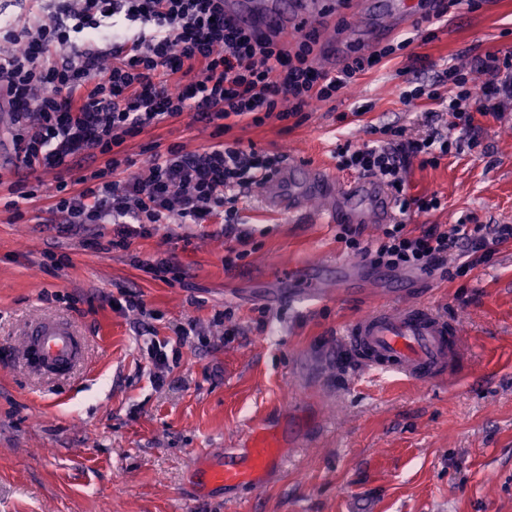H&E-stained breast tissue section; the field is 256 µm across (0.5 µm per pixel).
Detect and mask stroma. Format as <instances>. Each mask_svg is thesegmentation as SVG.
<instances>
[{
    "instance_id": "35a3bbf8",
    "label": "stroma",
    "mask_w": 512,
    "mask_h": 512,
    "mask_svg": "<svg viewBox=\"0 0 512 512\" xmlns=\"http://www.w3.org/2000/svg\"><path fill=\"white\" fill-rule=\"evenodd\" d=\"M349 4L309 19L315 61L327 69L329 43L370 52L371 29L394 0ZM406 46L359 76L341 95L295 127L270 120L235 127L230 138L328 169L334 182L357 180L334 153L356 129L389 124L414 137L445 131L447 112L431 101L406 106L402 91L432 83L449 65L512 52V0L455 7L444 26H408ZM478 144L412 163L405 187L440 208L405 217L413 234L451 225H512V111L476 116ZM212 127L189 119L128 138L144 165L153 144H208ZM48 200L23 205L22 218L0 206V512H512V240L492 244L489 262L456 276L463 257L449 252L433 275L406 289L452 317L467 344L452 379L406 381L361 365L341 333L374 305L366 295L327 302L253 297L289 269L350 259L340 224H316L260 204L259 188L238 203L237 226H158L112 249V227L58 233ZM66 256L45 266V252ZM175 256L183 278L164 281L144 262ZM133 292L148 314L114 310ZM60 317L85 338L82 362L44 375L23 359L27 324ZM196 329L180 341L175 329ZM167 341L163 384L150 375L149 336ZM300 400L314 425L279 477L255 491L202 492L191 474L202 455L232 447L260 421L283 424L280 409Z\"/></svg>"
}]
</instances>
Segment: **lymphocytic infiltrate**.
Listing matches in <instances>:
<instances>
[{"label": "lymphocytic infiltrate", "mask_w": 512, "mask_h": 512, "mask_svg": "<svg viewBox=\"0 0 512 512\" xmlns=\"http://www.w3.org/2000/svg\"><path fill=\"white\" fill-rule=\"evenodd\" d=\"M131 22L140 23L138 34H129ZM315 43L311 30L292 46L258 38L225 20L224 0H55L47 15L21 30L11 17L0 18V109L11 112L17 128L16 159L32 174L59 173L42 190L21 181L11 185L7 209L19 211L21 202L45 194L59 232L111 224L110 245L122 250L174 219L235 224L240 194L279 170L282 158L238 139L226 142L224 134L270 118L303 122L398 50L381 45L328 71L315 63ZM474 70L485 77L481 86L471 82ZM443 77L455 86L448 98L449 133L411 141L385 127L382 140H349L335 152L339 170L386 184L402 214L440 206L438 198L406 194L412 160L474 148L475 114L512 104L511 58L489 54L468 71L448 67ZM185 116L214 126L217 141L194 151L151 146L145 166L130 171V159L120 156L127 138ZM87 159L97 168L84 170ZM491 236L512 239V225H497L489 235L483 226L456 224L415 236L399 220L386 225L376 245L356 228L346 225L341 232L354 256L395 268L430 271L461 249V276L489 261Z\"/></svg>", "instance_id": "lymphocytic-infiltrate-1"}]
</instances>
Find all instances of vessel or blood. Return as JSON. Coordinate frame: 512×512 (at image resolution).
Wrapping results in <instances>:
<instances>
[{
    "mask_svg": "<svg viewBox=\"0 0 512 512\" xmlns=\"http://www.w3.org/2000/svg\"><path fill=\"white\" fill-rule=\"evenodd\" d=\"M420 8L418 0H399L397 9L377 37L388 38L403 27ZM315 0H224V15L232 23L254 30L257 35H284L289 22L312 17ZM328 175L319 169L288 166L265 182L264 205L273 212L298 215L304 212L305 195L316 192L323 199L320 217L324 223L359 225L364 220L390 223L395 217L392 195L387 186L370 178L346 182L329 189ZM337 276L354 291L368 289L385 295V283L392 272L370 263L337 261ZM325 268L309 265L288 275L287 296L314 299L324 296L320 286ZM353 356L369 368L397 373L408 380L433 382L457 373L463 356V340L453 320L415 302L387 303L361 316L343 333ZM27 347L36 370L51 375L64 374L81 362L84 342L77 328L60 318H46L29 324ZM302 439L295 425L273 431L255 425L225 449L218 462L201 469L203 484L227 490H259L278 473L284 445Z\"/></svg>",
    "mask_w": 512,
    "mask_h": 512,
    "instance_id": "b4317fda",
    "label": "vessel or blood"
}]
</instances>
